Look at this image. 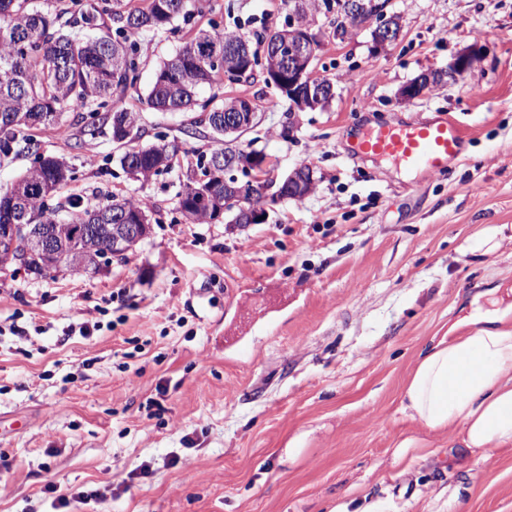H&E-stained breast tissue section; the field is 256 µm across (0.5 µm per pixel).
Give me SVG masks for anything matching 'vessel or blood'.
I'll list each match as a JSON object with an SVG mask.
<instances>
[{
  "mask_svg": "<svg viewBox=\"0 0 512 512\" xmlns=\"http://www.w3.org/2000/svg\"><path fill=\"white\" fill-rule=\"evenodd\" d=\"M466 136L453 120L407 121L377 125L362 131L353 152L363 157L388 158L421 175L441 172L460 159Z\"/></svg>",
  "mask_w": 512,
  "mask_h": 512,
  "instance_id": "vessel-or-blood-1",
  "label": "vessel or blood"
}]
</instances>
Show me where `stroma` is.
Instances as JSON below:
<instances>
[{"instance_id":"stroma-1","label":"stroma","mask_w":512,"mask_h":512,"mask_svg":"<svg viewBox=\"0 0 512 512\" xmlns=\"http://www.w3.org/2000/svg\"><path fill=\"white\" fill-rule=\"evenodd\" d=\"M394 9L402 32L387 53L372 54L365 32L324 43L317 69L336 95L300 113L290 138L288 103L262 79L219 89L257 105L241 144L279 176L308 163L319 178L263 223H187L186 167L142 183L109 138L76 148L37 131L39 150L75 169L74 192L143 199L153 223L126 259L95 270L0 272V512H54L86 488L99 499L73 512H334L364 499L390 512H512V445L469 449L403 410L420 354L472 330L474 304L498 305L512 328V0ZM289 13L288 0H207L173 32L138 34L123 105L141 114V145L189 156L212 145L184 133L196 112L147 107L162 60L209 21L248 36ZM475 44L485 56L464 78L399 100ZM439 117L468 138L444 174L350 152L367 123ZM408 439L418 453L396 462Z\"/></svg>"}]
</instances>
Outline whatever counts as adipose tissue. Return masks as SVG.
Returning a JSON list of instances; mask_svg holds the SVG:
<instances>
[{"instance_id": "adipose-tissue-1", "label": "adipose tissue", "mask_w": 512, "mask_h": 512, "mask_svg": "<svg viewBox=\"0 0 512 512\" xmlns=\"http://www.w3.org/2000/svg\"><path fill=\"white\" fill-rule=\"evenodd\" d=\"M476 307V330L431 347L406 388L405 408L431 432L459 429L467 448L512 445V331L492 328Z\"/></svg>"}]
</instances>
